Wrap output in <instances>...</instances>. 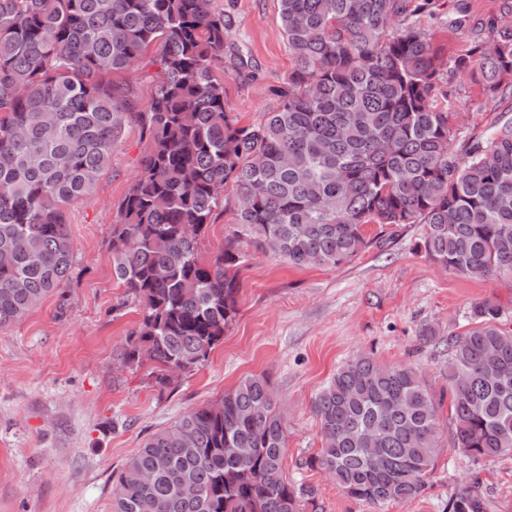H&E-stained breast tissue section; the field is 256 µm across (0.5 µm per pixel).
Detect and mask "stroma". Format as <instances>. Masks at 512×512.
Masks as SVG:
<instances>
[{"label": "stroma", "instance_id": "35a3bbf8", "mask_svg": "<svg viewBox=\"0 0 512 512\" xmlns=\"http://www.w3.org/2000/svg\"><path fill=\"white\" fill-rule=\"evenodd\" d=\"M218 4L235 21L216 69L224 109L240 125L254 124L277 109L273 90L293 68L278 0ZM454 7L455 0H432L417 17L446 68L467 50L446 25ZM243 52L253 62L245 73L238 70ZM118 80L130 88L138 111H150L158 67L144 65ZM453 84V150L471 135L512 122V109L490 102L470 74L456 75ZM150 146L141 124H126L95 188L69 208L74 261L64 296H48L0 330V512H111L113 485L149 435L251 376L269 380L285 417L286 476L314 486L322 512H448L450 497L466 483L489 500L490 512H512V460L477 462L445 442L424 491L381 511L347 497L307 465L321 447L312 401L348 358L369 353L418 371L447 430L449 337L465 330L471 305L489 297L502 305L501 328L512 331V285L440 269L419 247L422 225L384 233L367 225L370 246L337 267H294L241 239L246 261L237 315L205 364L160 389L149 367L121 362L140 312L112 276V222ZM235 201L232 187H225L198 239L202 258L233 234Z\"/></svg>", "mask_w": 512, "mask_h": 512}]
</instances>
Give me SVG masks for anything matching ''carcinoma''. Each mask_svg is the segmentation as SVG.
I'll return each mask as SVG.
<instances>
[{"label": "carcinoma", "instance_id": "1", "mask_svg": "<svg viewBox=\"0 0 512 512\" xmlns=\"http://www.w3.org/2000/svg\"><path fill=\"white\" fill-rule=\"evenodd\" d=\"M430 0H279L294 59L280 107L241 127L215 76L231 20L216 0H0V330L52 294L73 263L68 208L94 188L125 124L151 147L112 224V275L141 320L121 355L190 372L236 315L245 262L236 238L293 266H339L364 227L423 225L437 265L512 279V125L450 148V97L432 37L413 21ZM460 73L512 104V0L488 16L457 0ZM156 49L151 111L112 80ZM236 237L204 260L198 238L224 187ZM492 298L448 339L451 444L474 460L512 455V332ZM507 373L503 381L492 374ZM314 463L348 497H418L439 452L433 397L418 372L369 355L341 365L312 402ZM379 448L383 464L366 449ZM286 425L267 380L249 377L149 436L127 461L112 512H317L316 489L283 471ZM450 512H489L468 487Z\"/></svg>", "mask_w": 512, "mask_h": 512}]
</instances>
